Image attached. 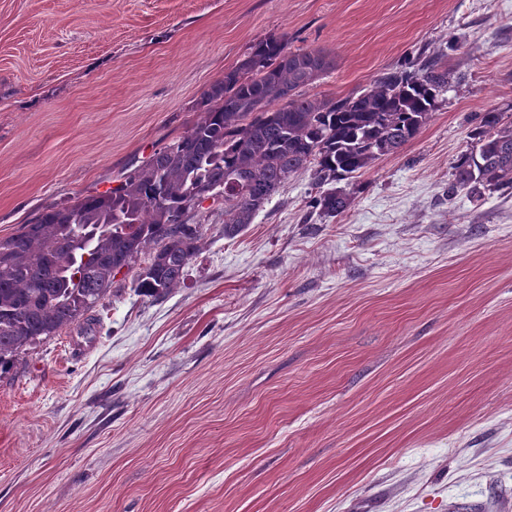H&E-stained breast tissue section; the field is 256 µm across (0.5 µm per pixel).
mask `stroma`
<instances>
[{
  "label": "stroma",
  "instance_id": "1",
  "mask_svg": "<svg viewBox=\"0 0 512 512\" xmlns=\"http://www.w3.org/2000/svg\"><path fill=\"white\" fill-rule=\"evenodd\" d=\"M358 93L452 37L421 133L310 205L291 177L162 298L117 274L0 373V512H512V192L449 195L472 116L512 107V0H0V236L185 135L252 44Z\"/></svg>",
  "mask_w": 512,
  "mask_h": 512
}]
</instances>
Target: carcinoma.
Wrapping results in <instances>:
<instances>
[{
  "label": "carcinoma",
  "mask_w": 512,
  "mask_h": 512,
  "mask_svg": "<svg viewBox=\"0 0 512 512\" xmlns=\"http://www.w3.org/2000/svg\"><path fill=\"white\" fill-rule=\"evenodd\" d=\"M321 48H288L271 35L202 95L201 116L120 184L42 212L0 237V370L29 346L79 323L105 300L122 268L144 262L135 290L160 298L180 287L202 248L189 213L210 196L224 235L253 223L288 179L312 171L314 207L344 213L352 184L382 156L400 152L429 122L452 77L448 53L385 72L357 95L318 98L310 86L335 68ZM475 149L453 162L450 192L512 189V114H474Z\"/></svg>",
  "instance_id": "obj_1"
}]
</instances>
